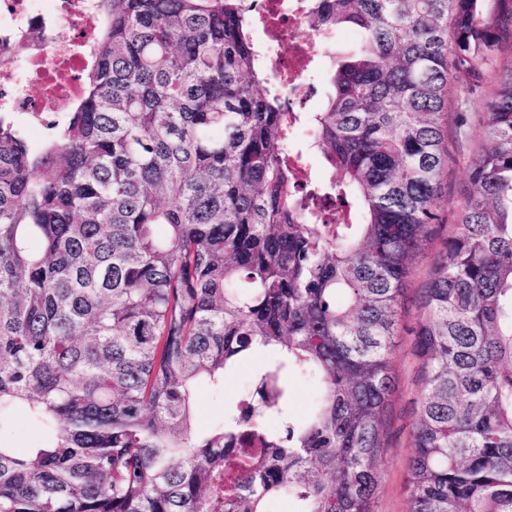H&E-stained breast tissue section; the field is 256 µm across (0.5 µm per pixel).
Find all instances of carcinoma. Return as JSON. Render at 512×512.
Returning a JSON list of instances; mask_svg holds the SVG:
<instances>
[{
  "mask_svg": "<svg viewBox=\"0 0 512 512\" xmlns=\"http://www.w3.org/2000/svg\"><path fill=\"white\" fill-rule=\"evenodd\" d=\"M350 27L323 108L285 111L246 0H97L70 112L0 113V512H372L400 296L438 219L448 58L469 73L512 0H316ZM313 130L327 180L288 164ZM414 329L408 512H512V71L480 120ZM268 360L220 424L196 386ZM321 395L300 422L289 376ZM43 437V430L38 423L26 418H17L13 423L9 440L19 453H25L28 448L39 444Z\"/></svg>",
  "mask_w": 512,
  "mask_h": 512,
  "instance_id": "cac0c4a2",
  "label": "carcinoma"
}]
</instances>
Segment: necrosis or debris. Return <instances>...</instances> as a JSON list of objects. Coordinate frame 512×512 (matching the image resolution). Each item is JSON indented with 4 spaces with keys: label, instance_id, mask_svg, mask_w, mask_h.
I'll list each match as a JSON object with an SVG mask.
<instances>
[{
    "label": "necrosis or debris",
    "instance_id": "4bbe7bcc",
    "mask_svg": "<svg viewBox=\"0 0 512 512\" xmlns=\"http://www.w3.org/2000/svg\"><path fill=\"white\" fill-rule=\"evenodd\" d=\"M97 0H0V112L22 116L32 137L68 112L90 64ZM313 0H249L263 32L261 51L288 101L304 99L308 72L331 52L332 30L304 29Z\"/></svg>",
    "mask_w": 512,
    "mask_h": 512
}]
</instances>
